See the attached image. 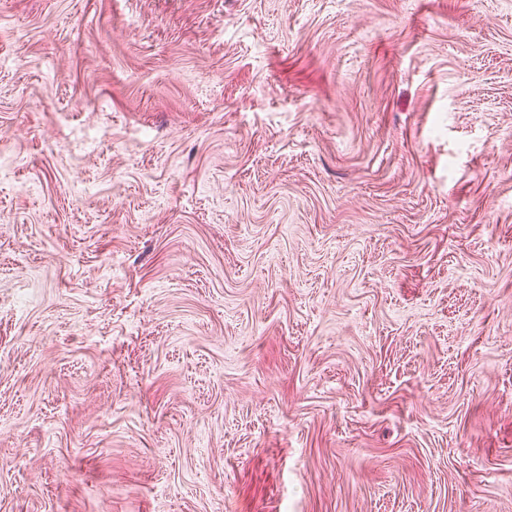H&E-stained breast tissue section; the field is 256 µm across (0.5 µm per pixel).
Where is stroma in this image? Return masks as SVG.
I'll use <instances>...</instances> for the list:
<instances>
[{
  "mask_svg": "<svg viewBox=\"0 0 512 512\" xmlns=\"http://www.w3.org/2000/svg\"><path fill=\"white\" fill-rule=\"evenodd\" d=\"M0 512H512V0H0Z\"/></svg>",
  "mask_w": 512,
  "mask_h": 512,
  "instance_id": "35a3bbf8",
  "label": "stroma"
}]
</instances>
